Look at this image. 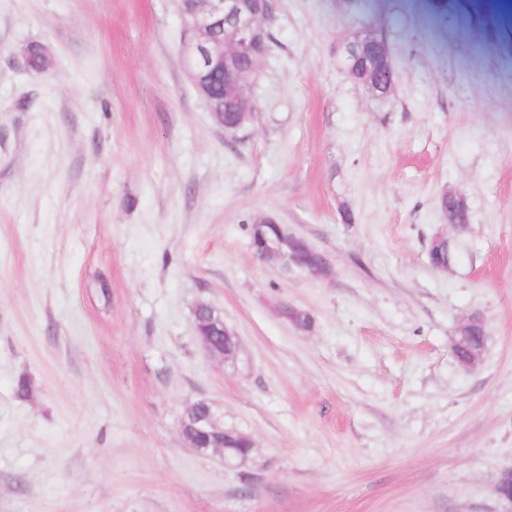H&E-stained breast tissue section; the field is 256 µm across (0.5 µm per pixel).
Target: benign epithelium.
Wrapping results in <instances>:
<instances>
[{"instance_id":"7a95c632","label":"benign epithelium","mask_w":512,"mask_h":512,"mask_svg":"<svg viewBox=\"0 0 512 512\" xmlns=\"http://www.w3.org/2000/svg\"><path fill=\"white\" fill-rule=\"evenodd\" d=\"M178 10L185 24L183 60L187 77L206 103H211L213 95L220 91L224 104L240 113L242 120H248L257 109L250 88L259 78L260 62L267 54L269 24L274 19L269 0H178ZM229 57L247 61L248 69L232 72L226 64ZM344 57L349 71L358 64L363 66L360 79L373 94L383 96L389 92L394 82L390 50L376 33L345 43ZM273 224L275 221L267 217L251 224L253 254L258 261L277 264L286 272L299 271L317 279L330 275L327 260L313 266L301 259L303 251L316 252L306 241L283 230L277 238H269L267 228ZM429 257L434 268L448 270L451 253L447 236L438 234L434 237ZM199 308L210 312L212 331L226 338L233 337L224 326L223 316L215 314L213 307L201 304ZM472 336L480 337L481 342L469 350L468 359L462 362L467 370H474L482 363L486 350L484 321L478 313L468 314L461 319L451 341V351L462 347ZM199 340L210 359L226 363L237 357L238 350L224 352L214 345L210 336L203 334ZM192 408V439L187 442L188 447L202 454L217 452L225 462L233 459L222 444L223 438H231L235 434V431L224 428V414L205 400L192 404ZM494 493L501 504L500 512H512L511 468L500 473L494 484Z\"/></svg>"}]
</instances>
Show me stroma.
Wrapping results in <instances>:
<instances>
[{"instance_id": "1", "label": "stroma", "mask_w": 512, "mask_h": 512, "mask_svg": "<svg viewBox=\"0 0 512 512\" xmlns=\"http://www.w3.org/2000/svg\"><path fill=\"white\" fill-rule=\"evenodd\" d=\"M370 27L384 96L343 66ZM270 29L258 108L228 132L184 72L176 0H0V512H499L512 21L476 0H277ZM263 216L330 276L258 261ZM202 303L234 362L204 355ZM473 312L487 344L468 371L450 344ZM201 399L251 438L246 461L187 447ZM443 252H445L446 257H444ZM429 257L434 268L442 271L448 270L451 253L447 236L438 234L434 237L429 249Z\"/></svg>"}]
</instances>
